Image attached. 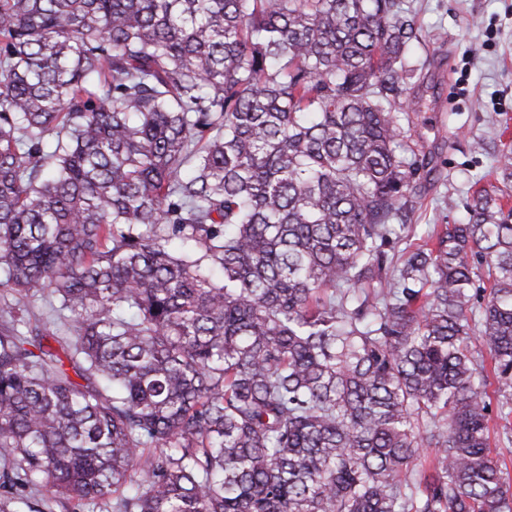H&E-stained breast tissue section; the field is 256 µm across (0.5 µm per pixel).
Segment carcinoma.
Returning <instances> with one entry per match:
<instances>
[{
    "mask_svg": "<svg viewBox=\"0 0 512 512\" xmlns=\"http://www.w3.org/2000/svg\"><path fill=\"white\" fill-rule=\"evenodd\" d=\"M403 0H0V512H512V152L415 238ZM491 280L486 300L477 269ZM483 355L486 366V392L491 401V421L490 425V446L494 450L493 456L499 462V466L508 472L512 482V415L509 422L498 417L496 409L499 395L497 393L498 384L492 373L491 360L488 353L483 349Z\"/></svg>",
    "mask_w": 512,
    "mask_h": 512,
    "instance_id": "1",
    "label": "carcinoma"
}]
</instances>
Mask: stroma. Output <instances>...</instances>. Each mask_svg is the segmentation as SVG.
Segmentation results:
<instances>
[{
  "instance_id": "obj_1",
  "label": "stroma",
  "mask_w": 512,
  "mask_h": 512,
  "mask_svg": "<svg viewBox=\"0 0 512 512\" xmlns=\"http://www.w3.org/2000/svg\"><path fill=\"white\" fill-rule=\"evenodd\" d=\"M404 5L421 29L406 56L417 104L398 120L409 145L432 159L416 182L423 208L413 221L423 236L436 224L467 223L472 184L495 182L502 149L512 150V0Z\"/></svg>"
}]
</instances>
